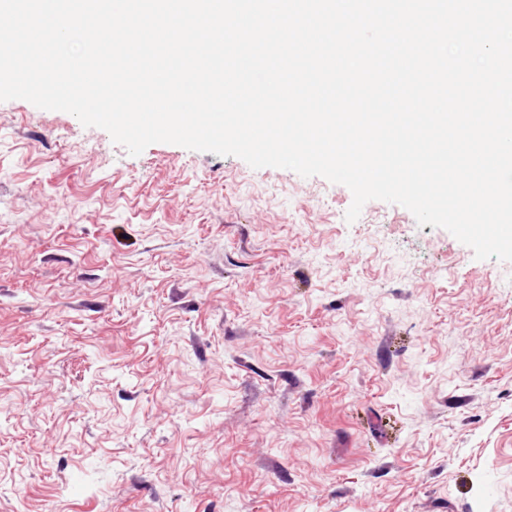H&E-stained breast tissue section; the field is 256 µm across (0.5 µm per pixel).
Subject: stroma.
Listing matches in <instances>:
<instances>
[{
	"label": "stroma",
	"instance_id": "1",
	"mask_svg": "<svg viewBox=\"0 0 512 512\" xmlns=\"http://www.w3.org/2000/svg\"><path fill=\"white\" fill-rule=\"evenodd\" d=\"M352 200L0 102V512H512V261Z\"/></svg>",
	"mask_w": 512,
	"mask_h": 512
}]
</instances>
